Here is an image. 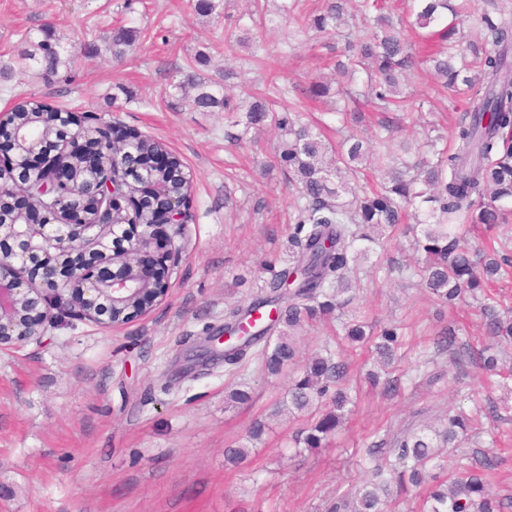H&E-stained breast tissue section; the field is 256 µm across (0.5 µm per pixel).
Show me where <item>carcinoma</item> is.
<instances>
[{
	"instance_id": "carcinoma-1",
	"label": "carcinoma",
	"mask_w": 512,
	"mask_h": 512,
	"mask_svg": "<svg viewBox=\"0 0 512 512\" xmlns=\"http://www.w3.org/2000/svg\"><path fill=\"white\" fill-rule=\"evenodd\" d=\"M269 0H252L253 10L237 17L240 35L224 38V56L250 42V31L266 18ZM304 26L321 34H337L345 27L344 48L334 71L340 81L315 78L304 99L283 107L271 81L255 92L250 82L226 85L201 80H179L176 92L190 96L197 111L224 112V137L232 143L252 140L253 133L272 128L278 134L277 161L288 175L294 201L289 223L288 260L267 259L265 286L249 295L247 303L224 310V332L234 343L224 351V374L237 376L258 359L267 374L292 372L285 397L272 411L294 418L309 415L292 435L294 448L326 447L353 412L351 364L343 353L323 345L303 355L304 332L313 321L334 318L350 350L376 356L380 370L366 377L384 392L416 390L429 375L434 354L449 352L457 366L475 364L486 377L512 372L499 354L485 347L477 352L461 348L453 327L420 350L421 361L396 376L403 360L400 325L374 332L353 306L363 263L386 250L398 226L413 223V275L439 306L471 299L478 305L488 333L503 349L512 345V306L486 292L502 271L512 268V249L492 244L471 248L467 227L482 224L493 229L512 216V0H411L400 12L390 0H324ZM482 7L483 33L474 39L461 34L448 16L468 14ZM140 39L136 27L112 30L107 49L113 59L134 53ZM62 37L51 25L40 36L21 40L17 64L34 65L49 81L69 73L76 56L61 46ZM427 70L448 98L467 104L453 130V148L442 146L443 136L430 124V133L417 147L400 135L402 128L422 117L423 102L410 92L411 79ZM334 99L332 111L343 121L362 122L361 105L382 113L379 131L367 138L336 128V139L326 126L305 119V101ZM375 155L379 182H365L366 160ZM415 426L373 435L359 449L369 479L357 489L336 495L329 512H391L409 488L420 490L423 512H504L512 501L489 491L486 472L497 465L493 456L467 459L461 439L477 430L475 416L463 410L429 421L423 412ZM256 419L243 437L225 449V461L236 466L250 459V448L265 431ZM459 457L447 478L448 456Z\"/></svg>"
}]
</instances>
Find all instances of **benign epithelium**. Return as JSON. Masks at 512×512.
Segmentation results:
<instances>
[{
  "mask_svg": "<svg viewBox=\"0 0 512 512\" xmlns=\"http://www.w3.org/2000/svg\"><path fill=\"white\" fill-rule=\"evenodd\" d=\"M29 108L21 101L0 113L11 144L0 158V201L12 210L0 220V350L37 343L64 322H126L141 315L135 302L164 300L179 260L173 234L190 222L191 174L154 182L140 168L144 136H116L83 112ZM61 134L56 154L45 153ZM116 149L124 184L139 189L132 198L106 180ZM37 181L46 196L29 190ZM145 206L148 224L137 217Z\"/></svg>",
  "mask_w": 512,
  "mask_h": 512,
  "instance_id": "benign-epithelium-1",
  "label": "benign epithelium"
}]
</instances>
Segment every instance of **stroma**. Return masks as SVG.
I'll use <instances>...</instances> for the list:
<instances>
[{"label":"stroma","instance_id":"35a3bbf8","mask_svg":"<svg viewBox=\"0 0 512 512\" xmlns=\"http://www.w3.org/2000/svg\"><path fill=\"white\" fill-rule=\"evenodd\" d=\"M124 2L0 0V60L21 34L49 23L75 41L80 58L67 78L47 82L30 70L0 82V112L23 99L94 114L163 142L193 176L187 249L163 303L130 322H79L0 351V512H327L337 489L362 483L355 451L374 429L402 427L420 410L435 418L477 406L486 431L462 446L479 458L498 445L492 491L512 497V381L488 385L477 366L458 369L448 355L435 356L438 380L421 383L415 401L361 382L344 430L302 457L288 447L299 419L269 416L289 373L269 377L252 362L244 375L250 403L228 409L224 395L237 381L223 361L189 368L188 354L223 328L225 307L249 294L236 277L259 276L264 259L287 256L292 197L275 133L227 142L223 113L195 111L170 86L200 50L211 61L196 77L223 82L224 38L246 0L209 17L195 12L194 0ZM130 19L141 30L139 47L117 63L97 42ZM252 41L269 63L256 78L273 79L288 106L327 72L336 38L276 16L253 28ZM356 302L376 325L401 322L410 355L453 322L469 348L489 342L474 304L440 308L407 272L389 280L368 272ZM257 418L268 421L262 444L246 467H225V448Z\"/></svg>","mask_w":512,"mask_h":512}]
</instances>
